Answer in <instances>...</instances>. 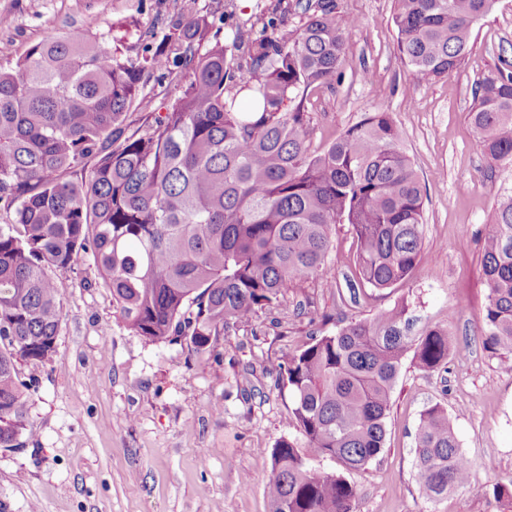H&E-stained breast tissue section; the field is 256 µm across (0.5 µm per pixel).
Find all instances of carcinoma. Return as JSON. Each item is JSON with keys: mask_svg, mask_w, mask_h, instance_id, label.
<instances>
[{"mask_svg": "<svg viewBox=\"0 0 512 512\" xmlns=\"http://www.w3.org/2000/svg\"><path fill=\"white\" fill-rule=\"evenodd\" d=\"M495 0H397L402 62L420 83L456 70ZM301 10L290 30L283 17ZM254 27L210 40L192 15L141 61L119 58L93 27L33 46L0 66V448L21 446L28 401L18 366L45 364L62 317L54 273L93 256L119 318L149 342L210 349L213 337L280 306L294 283L326 270L333 231L356 240V275L374 290L405 282L423 258L422 186L387 112L310 149L309 92L342 76L340 0H267ZM150 67L182 73L183 94L137 128L129 113ZM484 156L512 172V70L474 88L469 112ZM488 289L483 346L512 361V195L482 244ZM402 299L371 319L341 321L283 355L279 378L304 445L281 440L266 483L270 512H353L355 489L318 458L359 470L384 449L400 368L432 372L461 351L445 327L412 331ZM416 476L440 501L473 480L448 411L421 414Z\"/></svg>", "mask_w": 512, "mask_h": 512, "instance_id": "cac0c4a2", "label": "carcinoma"}]
</instances>
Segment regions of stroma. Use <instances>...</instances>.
I'll return each instance as SVG.
<instances>
[{
  "mask_svg": "<svg viewBox=\"0 0 512 512\" xmlns=\"http://www.w3.org/2000/svg\"><path fill=\"white\" fill-rule=\"evenodd\" d=\"M259 0H0V64H15L49 36L95 31L116 55L140 59L191 14L213 20L212 40L227 42L254 17ZM358 18L347 35L340 80L307 98L310 140L323 149L365 115L390 113L420 175L424 260L411 278L382 291L356 281V242L337 225L328 271L289 289L278 310L217 336L210 350L153 344L121 322L93 257L56 273L62 320L56 349L30 383L23 445L0 449V512H269L272 451L297 437L278 359L335 332L338 319L373 317L407 297L423 325L449 327L462 351L444 368L405 362L387 420L385 448L348 472L354 512H512L489 490L512 477V369L491 357L481 329L487 288L482 239L487 216L512 194V174L481 152L468 118L478 79L512 63V0L471 30V51L448 77L415 85L398 50L395 0H341ZM134 117L165 111L186 80L148 69ZM441 404L471 459L476 481L431 503L416 481L415 433L422 411ZM495 460L496 473L483 465Z\"/></svg>",
  "mask_w": 512,
  "mask_h": 512,
  "instance_id": "obj_1",
  "label": "stroma"
}]
</instances>
